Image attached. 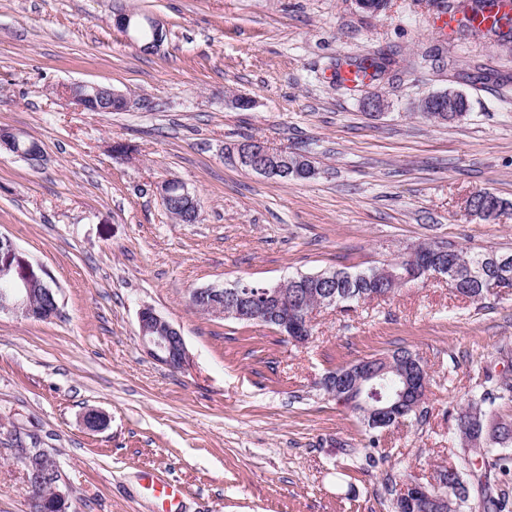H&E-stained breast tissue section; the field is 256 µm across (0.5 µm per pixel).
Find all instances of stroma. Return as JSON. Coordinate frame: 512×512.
Masks as SVG:
<instances>
[{
	"label": "stroma",
	"mask_w": 512,
	"mask_h": 512,
	"mask_svg": "<svg viewBox=\"0 0 512 512\" xmlns=\"http://www.w3.org/2000/svg\"><path fill=\"white\" fill-rule=\"evenodd\" d=\"M443 0H0V127L39 140L37 166L0 150V235L59 288L50 321L0 314V512H32L22 447L53 454L74 512H159L150 480L177 481L179 512H391L403 473L429 482L453 462L456 411L484 390L486 362L512 363V294L474 301L446 280L408 283L326 309L297 345L268 327L204 315L192 290L238 279L364 269L421 242L512 251V42L434 29ZM159 19L143 53L115 17ZM389 55L382 80L339 87L329 64ZM137 99L89 112L64 86ZM453 89L470 108L439 124L417 105ZM387 100L384 112L364 105ZM253 102L236 107L237 98ZM256 140L310 157L308 181L245 171ZM116 142L130 160L112 155ZM183 183L195 223L157 186ZM508 207L483 219L476 191ZM149 305L181 329L175 372L139 339ZM405 346L430 376L429 417L391 427L388 456L318 388L326 373ZM90 410L107 418L90 431Z\"/></svg>",
	"instance_id": "35a3bbf8"
}]
</instances>
